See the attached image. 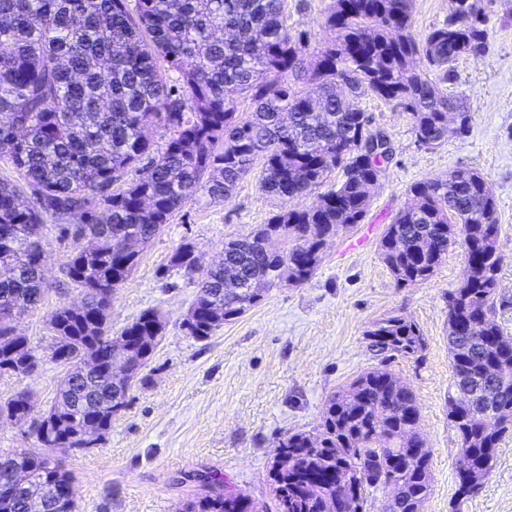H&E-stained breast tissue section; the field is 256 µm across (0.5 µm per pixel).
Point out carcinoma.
<instances>
[{
	"mask_svg": "<svg viewBox=\"0 0 512 512\" xmlns=\"http://www.w3.org/2000/svg\"><path fill=\"white\" fill-rule=\"evenodd\" d=\"M284 0H0V159L22 182L0 180V376H28L25 359L38 360L12 322L41 306L48 290L42 274L46 220L61 221L59 235L74 247L66 275L89 297V311L60 306L49 325L70 338L57 363L73 387L58 390L50 410L60 421L52 443L76 445L73 429L112 426V381L100 370L80 376L79 364L106 355L112 331V292L138 264L120 251L124 238L149 243L198 194L229 196L262 161L261 188L281 199L316 192L340 169L338 186L311 206L279 209L246 236L224 243V259L201 276L196 317L188 334L205 339L257 305L288 272L302 284L321 262L322 242L368 209L365 184L382 159L359 141L379 129L358 105L366 95L409 112L417 141L448 137V113L466 104L444 93L454 63L480 58L485 21L433 28L423 39L408 34L411 0H333L326 25L334 33L314 64L305 66L307 41L283 19ZM422 58L438 79L416 66ZM304 79L317 98L294 87ZM254 110L237 117V98ZM164 136L157 148L141 128ZM497 203L488 180L470 168L446 179L412 184L408 200L379 242L396 282L429 280L448 248L458 244L468 276L448 292V350L453 393L448 416L475 469L490 474L502 437L512 431V336L493 318L501 259ZM171 265L197 267L182 245ZM141 313L120 335L137 342L159 322ZM381 357L325 403L322 442L294 432L279 440L268 473L275 509L288 512H365L369 494H390L392 512H415L431 487V453L420 434L412 386L387 363L420 352L419 327L398 315L365 331ZM21 390L0 401V419L24 424ZM498 413L496 429L470 416L463 401ZM16 454L0 456V512H26L28 495H47L42 512H76L68 470L47 453H28L21 466L35 474L30 490L13 482ZM360 481L357 496L336 493V469ZM199 489L183 512H268L253 500L224 498V483L200 474Z\"/></svg>",
	"mask_w": 512,
	"mask_h": 512,
	"instance_id": "1",
	"label": "carcinoma"
}]
</instances>
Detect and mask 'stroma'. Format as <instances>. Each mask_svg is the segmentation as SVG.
Wrapping results in <instances>:
<instances>
[{"instance_id":"obj_1","label":"stroma","mask_w":512,"mask_h":512,"mask_svg":"<svg viewBox=\"0 0 512 512\" xmlns=\"http://www.w3.org/2000/svg\"><path fill=\"white\" fill-rule=\"evenodd\" d=\"M332 0H285L284 21L305 35L304 58L313 62L329 39L324 26ZM487 19V49L479 59L454 65L446 92L463 97L471 113L468 130L449 134L433 147L420 145L411 116L391 102L368 95L359 106L373 127L384 130L394 155L372 189L361 223L327 241L315 275L301 285H279L243 316L208 338L187 334L185 316L202 270L219 262L228 240L267 223L280 205L303 208L309 194L281 202L243 178L223 201L197 196L139 249V263L112 296L108 322L120 333L143 311L164 317V335L152 352L109 433L83 453L56 451L73 478L79 512H179L195 488L189 475L217 472L225 490L258 502L271 499L267 473L283 435L317 431L329 396L377 360L364 333L390 315L412 320L425 346L391 363L410 384L420 409V430L431 452V490L422 512H452L460 441L448 418L452 381L448 351V292L463 278L465 256L449 247L427 282L398 286L379 253V240L403 206L410 186L468 167L489 181L497 203L503 255L494 319L512 336V0H474ZM363 239L362 247L350 243ZM45 277L51 288L40 308L15 323L41 359L28 377L0 376V400L20 390L33 394L29 425L0 420V455L37 451L31 428L48 411L66 374L51 358L54 309L79 301L64 269L68 242L55 226L45 231ZM191 244L199 273L170 265L182 244ZM462 512H512V433L498 448L491 473Z\"/></svg>"}]
</instances>
